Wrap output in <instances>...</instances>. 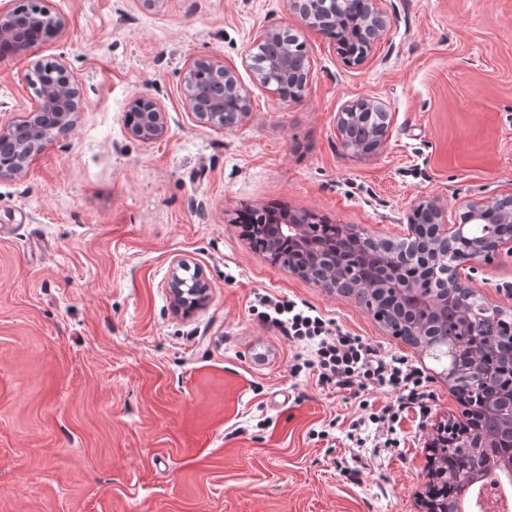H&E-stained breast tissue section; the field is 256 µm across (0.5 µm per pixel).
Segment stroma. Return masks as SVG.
Returning a JSON list of instances; mask_svg holds the SVG:
<instances>
[{
    "instance_id": "1",
    "label": "stroma",
    "mask_w": 512,
    "mask_h": 512,
    "mask_svg": "<svg viewBox=\"0 0 512 512\" xmlns=\"http://www.w3.org/2000/svg\"><path fill=\"white\" fill-rule=\"evenodd\" d=\"M66 21L39 54L67 62L83 110L17 178L0 179V512H421L429 444L461 407L441 365L352 298L256 252L242 207L276 203L391 240L421 200L449 208L512 191V0H381L390 27L348 63L289 0H46ZM267 29L306 43L303 99L244 63ZM212 56L249 96L219 130L189 111L183 74ZM30 55L0 56V123L31 108ZM167 130L132 138L131 102ZM392 115L377 154L347 151L340 112ZM211 298L177 309L174 260ZM464 284L512 310V254L463 264ZM308 305L430 377V411L401 444L348 436L360 400L391 393L290 372L297 346L251 316L255 292ZM151 103L150 112L144 114L140 125L133 121L128 123L130 135L140 141H152L160 139L166 132V115L161 105L151 98H146Z\"/></svg>"
}]
</instances>
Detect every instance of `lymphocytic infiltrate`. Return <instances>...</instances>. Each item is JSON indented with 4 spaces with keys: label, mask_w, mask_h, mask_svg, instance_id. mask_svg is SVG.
<instances>
[{
    "label": "lymphocytic infiltrate",
    "mask_w": 512,
    "mask_h": 512,
    "mask_svg": "<svg viewBox=\"0 0 512 512\" xmlns=\"http://www.w3.org/2000/svg\"><path fill=\"white\" fill-rule=\"evenodd\" d=\"M251 312L264 325L277 329L289 342L302 348L292 373L312 372L318 383L362 392L381 389L393 393V401L367 410L381 448L400 445V425L409 411L426 415L427 381L423 370L404 356H386L358 336L344 332L319 312L266 292L255 293Z\"/></svg>",
    "instance_id": "lymphocytic-infiltrate-1"
}]
</instances>
